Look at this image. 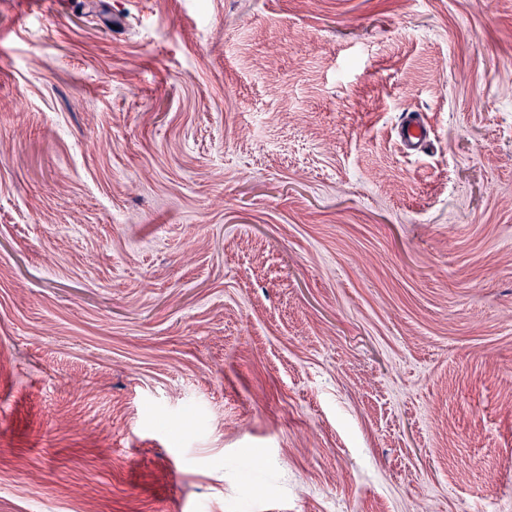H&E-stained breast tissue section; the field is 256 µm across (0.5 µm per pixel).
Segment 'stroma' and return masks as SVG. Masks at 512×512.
I'll list each match as a JSON object with an SVG mask.
<instances>
[{"instance_id": "35a3bbf8", "label": "stroma", "mask_w": 512, "mask_h": 512, "mask_svg": "<svg viewBox=\"0 0 512 512\" xmlns=\"http://www.w3.org/2000/svg\"><path fill=\"white\" fill-rule=\"evenodd\" d=\"M19 10L0 512H512V0ZM401 126L400 140L405 150L418 149L427 138V128L420 119V114L407 111Z\"/></svg>"}]
</instances>
